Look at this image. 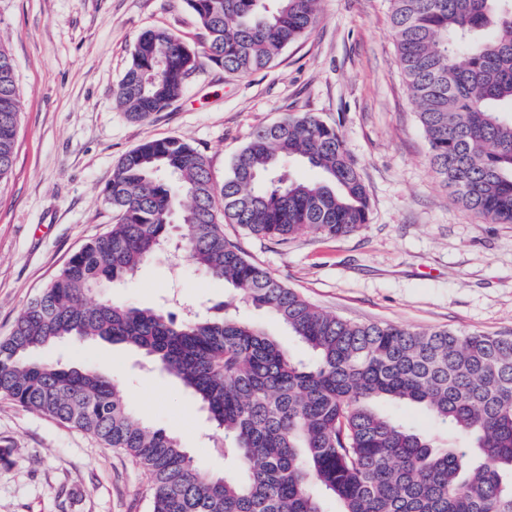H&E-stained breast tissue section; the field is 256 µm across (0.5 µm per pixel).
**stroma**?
Masks as SVG:
<instances>
[{
	"instance_id": "35a3bbf8",
	"label": "stroma",
	"mask_w": 512,
	"mask_h": 512,
	"mask_svg": "<svg viewBox=\"0 0 512 512\" xmlns=\"http://www.w3.org/2000/svg\"><path fill=\"white\" fill-rule=\"evenodd\" d=\"M390 0H321L317 26L278 62L238 77L203 65L183 97L146 122L116 107L134 43L153 27L188 45L202 34L184 0H0V43L16 68L21 114L0 183V337L68 258L113 223L104 190L148 139L181 137L216 179L256 128L310 112L335 126L371 200L352 234L285 244L235 224L225 234L316 307L359 322L512 336V224L461 208L428 165V144L397 62ZM181 313L231 294L189 261L158 257L106 292ZM51 361L110 375L143 422L177 436L220 474L219 433L183 386L122 343L66 342ZM0 512H149L151 476L123 451L0 399Z\"/></svg>"
}]
</instances>
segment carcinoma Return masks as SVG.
<instances>
[{"instance_id": "1", "label": "carcinoma", "mask_w": 512, "mask_h": 512, "mask_svg": "<svg viewBox=\"0 0 512 512\" xmlns=\"http://www.w3.org/2000/svg\"><path fill=\"white\" fill-rule=\"evenodd\" d=\"M204 32L196 51L143 31L117 106L146 122L203 64L248 76L271 67L319 20V0H184ZM397 60L418 107L431 171L466 211L512 224V0H391ZM21 112L14 60L0 44V181L12 171ZM300 159L315 181L290 179ZM115 224L74 253L0 339V399L119 448L152 479L151 512H512V336L419 332L322 311L248 258L223 225L285 243L367 223L370 199L338 130L309 112L256 129L217 181L188 141L146 140L106 188ZM166 243L233 298L175 320L93 299L133 277ZM236 303L270 311L312 353L293 358ZM63 339L140 349L222 431V475L161 428L140 422L94 366L38 353ZM423 407L473 449L384 414Z\"/></svg>"}]
</instances>
